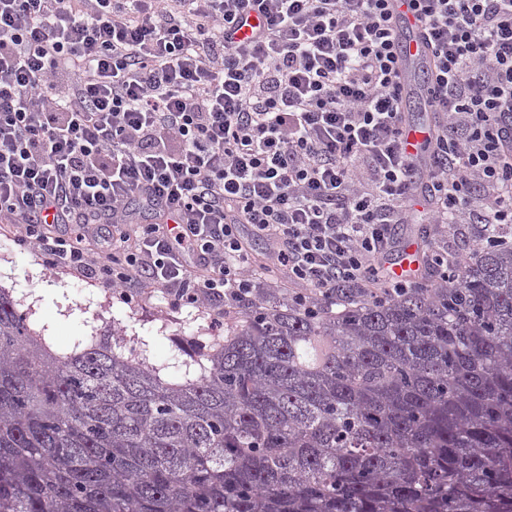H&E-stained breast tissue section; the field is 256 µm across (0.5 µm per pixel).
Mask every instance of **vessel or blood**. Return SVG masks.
Listing matches in <instances>:
<instances>
[{"instance_id": "b4317fda", "label": "vessel or blood", "mask_w": 512, "mask_h": 512, "mask_svg": "<svg viewBox=\"0 0 512 512\" xmlns=\"http://www.w3.org/2000/svg\"><path fill=\"white\" fill-rule=\"evenodd\" d=\"M390 9L407 97L411 100L425 99L432 73L416 13L411 8L409 0H391Z\"/></svg>"}]
</instances>
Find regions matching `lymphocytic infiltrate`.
Listing matches in <instances>:
<instances>
[{"label": "lymphocytic infiltrate", "mask_w": 512, "mask_h": 512, "mask_svg": "<svg viewBox=\"0 0 512 512\" xmlns=\"http://www.w3.org/2000/svg\"><path fill=\"white\" fill-rule=\"evenodd\" d=\"M411 7L445 116L428 221L512 245V0ZM403 90L389 0H0V216L124 303L220 302L219 327L257 298L252 237L298 305L382 300L414 284L377 266L416 216Z\"/></svg>", "instance_id": "obj_1"}]
</instances>
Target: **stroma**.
Here are the masks:
<instances>
[{"instance_id": "35a3bbf8", "label": "stroma", "mask_w": 512, "mask_h": 512, "mask_svg": "<svg viewBox=\"0 0 512 512\" xmlns=\"http://www.w3.org/2000/svg\"><path fill=\"white\" fill-rule=\"evenodd\" d=\"M15 231L9 220H0V286L11 289L32 327L50 337L57 350L71 351L83 337L116 328L128 345L156 364L175 350L190 352L217 337L210 308L172 307L161 288L153 289L144 304L128 307L89 279L47 266L37 251L20 250ZM474 236L471 224L461 232L438 224H401L394 230L397 246L429 237L460 253Z\"/></svg>"}]
</instances>
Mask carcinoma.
<instances>
[{
    "label": "carcinoma",
    "instance_id": "obj_1",
    "mask_svg": "<svg viewBox=\"0 0 512 512\" xmlns=\"http://www.w3.org/2000/svg\"><path fill=\"white\" fill-rule=\"evenodd\" d=\"M342 299L154 366L53 351L0 287V512H512V247Z\"/></svg>",
    "mask_w": 512,
    "mask_h": 512
}]
</instances>
